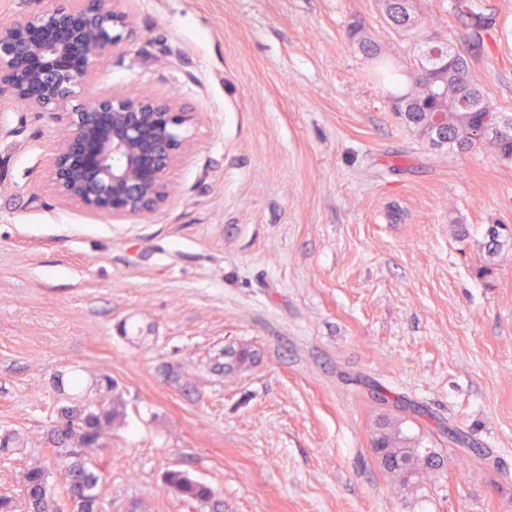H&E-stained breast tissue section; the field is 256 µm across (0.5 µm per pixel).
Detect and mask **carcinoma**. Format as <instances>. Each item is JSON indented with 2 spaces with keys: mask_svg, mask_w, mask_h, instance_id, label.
Masks as SVG:
<instances>
[{
  "mask_svg": "<svg viewBox=\"0 0 512 512\" xmlns=\"http://www.w3.org/2000/svg\"><path fill=\"white\" fill-rule=\"evenodd\" d=\"M411 0H384L387 18L396 26H412ZM350 43L368 51L373 45L365 25L353 20L346 26ZM377 73L390 83L397 93L393 95L396 114L420 137L434 143L436 131L430 124V113L448 114V146L461 151L483 141L501 159L512 161V114L498 111L474 82L468 60L450 45L435 48L425 45L418 69L402 78L392 69L389 61L377 58ZM500 120V126L486 133L477 132L482 119ZM503 246L499 229L488 232L483 246L488 260L480 273L492 272L493 260ZM96 400L75 395L57 410V420L69 421L64 429L54 428L48 434L53 453L65 460L62 499L81 503L79 512H101L95 509L101 495V474L92 456L112 447V430L125 424L127 406L122 395L112 385V377L101 375ZM373 436L385 448L418 460L420 475H436L445 466L443 455L428 451L430 443L426 433L416 431L398 418L387 420ZM163 487L188 504H209L214 498L213 489L180 469L167 471L162 477ZM60 499V500H62ZM60 500L47 490L46 468L35 460L25 465L21 478V494L15 497L0 494V512H64Z\"/></svg>",
  "mask_w": 512,
  "mask_h": 512,
  "instance_id": "carcinoma-1",
  "label": "carcinoma"
}]
</instances>
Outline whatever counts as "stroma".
Wrapping results in <instances>:
<instances>
[{
  "label": "stroma",
  "mask_w": 512,
  "mask_h": 512,
  "mask_svg": "<svg viewBox=\"0 0 512 512\" xmlns=\"http://www.w3.org/2000/svg\"><path fill=\"white\" fill-rule=\"evenodd\" d=\"M131 0L137 35L95 85L182 98L203 115L173 194L122 223L68 209L43 182L47 116L0 101V494L47 450L73 374L127 405L97 457L106 512H213L168 493L182 469L224 512H512V163L484 143L434 148L395 114L383 56L464 46L512 113V0ZM364 22L369 56L345 38ZM256 362L235 368L241 346ZM418 412L441 475L408 486L370 451L378 393ZM466 438L452 444L449 432ZM410 2L411 0H385L384 11L387 18L398 27L410 28L412 26Z\"/></svg>",
  "instance_id": "1"
}]
</instances>
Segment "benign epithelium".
I'll return each mask as SVG.
<instances>
[{
  "label": "benign epithelium",
  "instance_id": "obj_1",
  "mask_svg": "<svg viewBox=\"0 0 512 512\" xmlns=\"http://www.w3.org/2000/svg\"><path fill=\"white\" fill-rule=\"evenodd\" d=\"M127 0H54L0 24V100L63 126L49 143L44 177L65 208L114 221L143 217L171 198L169 173L191 150L201 121L174 95H78L136 36ZM390 477L408 483L416 460L391 458Z\"/></svg>",
  "mask_w": 512,
  "mask_h": 512
}]
</instances>
